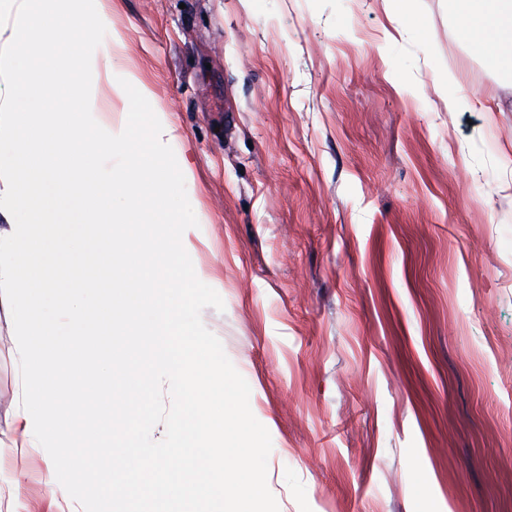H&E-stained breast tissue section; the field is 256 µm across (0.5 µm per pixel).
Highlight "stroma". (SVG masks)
Returning <instances> with one entry per match:
<instances>
[{"label": "stroma", "instance_id": "obj_1", "mask_svg": "<svg viewBox=\"0 0 512 512\" xmlns=\"http://www.w3.org/2000/svg\"><path fill=\"white\" fill-rule=\"evenodd\" d=\"M96 9L92 115L123 131L133 73L172 129L279 512H512V79L448 0ZM21 389L0 308L1 428ZM49 485L0 441V512H83Z\"/></svg>", "mask_w": 512, "mask_h": 512}]
</instances>
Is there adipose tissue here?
<instances>
[{
    "mask_svg": "<svg viewBox=\"0 0 512 512\" xmlns=\"http://www.w3.org/2000/svg\"><path fill=\"white\" fill-rule=\"evenodd\" d=\"M453 10L465 20L464 42L475 45L487 67L511 69L512 56L504 46H512V0H451Z\"/></svg>",
    "mask_w": 512,
    "mask_h": 512,
    "instance_id": "obj_1",
    "label": "adipose tissue"
}]
</instances>
